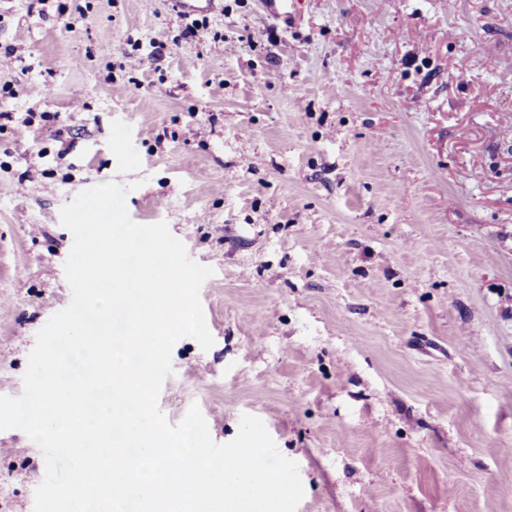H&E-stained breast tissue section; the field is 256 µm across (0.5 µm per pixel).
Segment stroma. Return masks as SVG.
<instances>
[{"label": "stroma", "mask_w": 512, "mask_h": 512, "mask_svg": "<svg viewBox=\"0 0 512 512\" xmlns=\"http://www.w3.org/2000/svg\"><path fill=\"white\" fill-rule=\"evenodd\" d=\"M81 2L0 0L34 66L0 71V111L37 81L60 115L0 137V395L72 299L62 206L135 181L131 219L214 270V345L174 344L170 425L198 405L222 444L260 418L297 512H512V0H220L201 42L167 0ZM137 40L162 57L114 69ZM44 475L0 430V512H33ZM27 11L29 13H37L40 17L48 15L47 8H54V17L64 20L70 18L72 15L78 14L84 17L82 13V6L77 3V0H31L27 1Z\"/></svg>", "instance_id": "stroma-1"}]
</instances>
